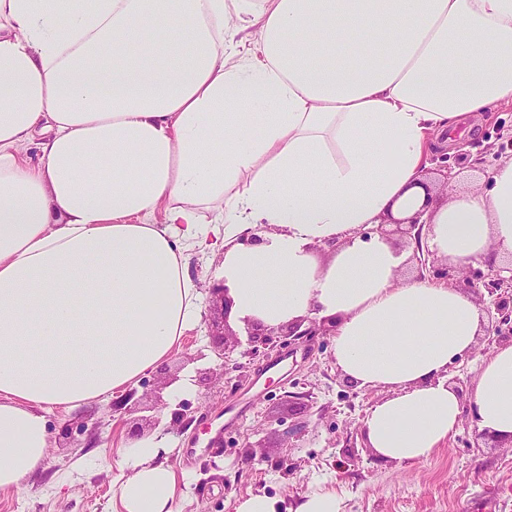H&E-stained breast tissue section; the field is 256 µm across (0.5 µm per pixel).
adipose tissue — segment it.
<instances>
[{
	"instance_id": "obj_1",
	"label": "adipose tissue",
	"mask_w": 512,
	"mask_h": 512,
	"mask_svg": "<svg viewBox=\"0 0 512 512\" xmlns=\"http://www.w3.org/2000/svg\"><path fill=\"white\" fill-rule=\"evenodd\" d=\"M510 103L512 0H0V491L44 470L51 412L181 348L200 300L185 253L212 224L233 322L329 320L338 371L385 390L362 421L377 457L426 459L468 407L512 442V343L461 400L448 369L480 307L401 278L367 232L419 211L449 264L512 254V159L477 192L422 185L443 134ZM165 453L121 447L113 512H175ZM344 505L323 487L233 512Z\"/></svg>"
}]
</instances>
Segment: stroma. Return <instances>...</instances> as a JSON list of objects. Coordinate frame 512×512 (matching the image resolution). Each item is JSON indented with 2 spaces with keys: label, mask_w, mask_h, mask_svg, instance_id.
Returning a JSON list of instances; mask_svg holds the SVG:
<instances>
[{
  "label": "stroma",
  "mask_w": 512,
  "mask_h": 512,
  "mask_svg": "<svg viewBox=\"0 0 512 512\" xmlns=\"http://www.w3.org/2000/svg\"><path fill=\"white\" fill-rule=\"evenodd\" d=\"M474 123L460 146L430 156L432 191L450 196L480 189L487 171L512 156V105L482 113ZM210 320L202 315L180 351L146 375L134 411L113 410L106 401L49 414L46 468L30 484L0 492V512H112L121 476L118 448L133 428L157 435L167 448L178 474V512H232L235 497L248 492L287 503L322 486L344 491L345 512H472L482 496L512 512V446L483 437L472 410L429 458L404 465L380 460L366 445L362 419L383 393L340 374L331 335L298 343L283 372L269 369L268 358L233 352L241 367L225 378L212 351ZM511 339L512 318L450 366L448 380L461 398H468L481 360ZM187 374L195 385L190 421L176 424L173 405L154 393ZM245 390L255 398L251 416L239 428H225V407ZM302 391L309 394L303 404L289 400V393Z\"/></svg>",
  "instance_id": "35a3bbf8"
}]
</instances>
